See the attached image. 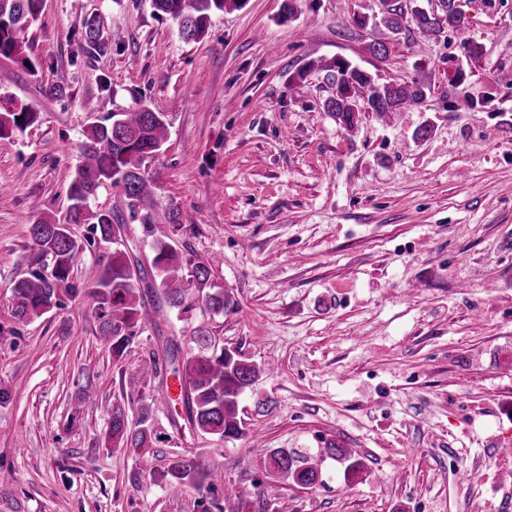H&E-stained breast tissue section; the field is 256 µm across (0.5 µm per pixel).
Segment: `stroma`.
Instances as JSON below:
<instances>
[{
  "label": "stroma",
  "mask_w": 512,
  "mask_h": 512,
  "mask_svg": "<svg viewBox=\"0 0 512 512\" xmlns=\"http://www.w3.org/2000/svg\"><path fill=\"white\" fill-rule=\"evenodd\" d=\"M282 4L243 0L188 43L149 0H43L32 66L0 60V93L40 114L0 139V512H201L193 485L104 445L113 407L133 417L145 398L170 435L153 467L178 454L256 487L249 512H512V0H461L483 54L460 85L453 33L399 39L383 63L366 52L382 33L354 16L381 0H299L289 21ZM95 15L101 52L81 47ZM336 58L431 91L345 128L322 107L318 65ZM140 100L170 119L146 162L155 234L178 208L184 255L214 261L234 306L147 326L116 363L87 294L101 249L74 263L82 294L32 322L13 318L11 286L30 271L32 208L66 216L85 128ZM197 327L265 369L240 400L250 436L195 433L164 378L127 382L163 337ZM327 441L361 469L326 461L307 490L265 470L268 449Z\"/></svg>",
  "instance_id": "35a3bbf8"
}]
</instances>
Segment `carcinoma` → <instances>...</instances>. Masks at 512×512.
<instances>
[{"label": "carcinoma", "mask_w": 512, "mask_h": 512, "mask_svg": "<svg viewBox=\"0 0 512 512\" xmlns=\"http://www.w3.org/2000/svg\"><path fill=\"white\" fill-rule=\"evenodd\" d=\"M150 2L156 15L177 22L184 41L196 42L203 38L211 16L224 12L238 0ZM411 2L390 0L384 9V26L391 39L411 34L413 27L425 36H436L446 27L459 35L466 32L467 23L459 18L456 0H439L438 14L413 7ZM41 6L42 0H0V58L25 57L28 48L25 33L38 20ZM82 40L94 50L106 48L104 25L99 18L85 21ZM324 71L335 93L324 100L323 109L349 127L362 111L380 116L403 112L423 100L431 90L430 84L416 79L379 85L371 74L343 58L324 66ZM36 120L37 112L29 105L8 107L0 111V138L15 131L23 132ZM169 127L166 113L156 112L144 103L133 112H114L88 126L79 144L81 164L69 186L66 223L48 216L37 217L31 223L29 250L37 268L12 286V312L17 320L30 322L59 306L62 296L81 292L71 282V271L84 244L72 234V224L89 225L97 242L112 247L90 296L96 333L109 344L114 361H120L140 336L146 325L147 307L166 306L180 312L192 308L185 287L186 276L192 278L210 311L222 313L229 309V296L211 282V263L186 258L171 236L151 243L150 270L143 275L132 268L128 251L112 241L113 226L129 221L140 225L143 237L153 236L157 202L143 164L161 150ZM106 185L124 198L126 213L92 209L90 200ZM191 343L185 349L181 341L167 340L165 348L170 353L166 359H160L154 351L149 354L151 370L158 373L171 366L170 374L177 379L187 420L194 430L224 440L247 436L248 430L238 413L239 399L258 380L263 368L236 348L215 345L206 329L194 330ZM157 439L149 404H141L134 425L121 408L113 409L106 432V440L112 447L124 448L146 462ZM328 459L345 466L346 474L360 465L351 451L332 441L313 455L286 448H272L267 454V461L277 465L294 484L309 488L322 483V464ZM162 476L193 484L209 494L216 493L221 485L216 475L200 471L193 462L179 456L168 459ZM250 496L251 492L244 488L225 494L220 512H244Z\"/></svg>", "instance_id": "carcinoma-1"}]
</instances>
